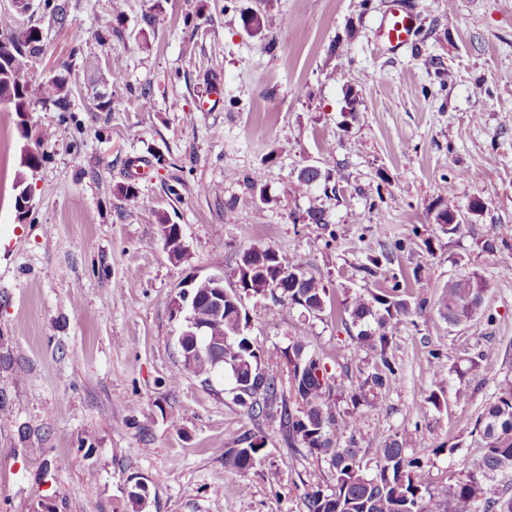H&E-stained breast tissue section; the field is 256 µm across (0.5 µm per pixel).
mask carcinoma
<instances>
[{
  "label": "carcinoma",
  "mask_w": 512,
  "mask_h": 512,
  "mask_svg": "<svg viewBox=\"0 0 512 512\" xmlns=\"http://www.w3.org/2000/svg\"><path fill=\"white\" fill-rule=\"evenodd\" d=\"M44 10L60 27L68 25V0H44ZM0 80L12 92V111L26 113L36 104L51 106L59 112L69 111L74 88L69 72L63 68L37 85L26 66L13 64L21 56L38 61L44 53L42 36L35 25L23 26L13 10L0 14ZM95 80L113 87L124 75L122 59L118 56L104 64H94ZM323 186L326 197L336 196L331 173L318 166L303 168L292 187L296 195L309 193ZM441 231L452 237L462 225L450 221L449 211H439L435 218ZM390 261L389 252L369 255L359 271L366 279H377L383 262ZM254 266L249 284L241 290L228 289L224 294V311L217 313L202 305L198 314L208 322L207 338L224 342L214 359L201 358L185 370L205 378L215 373L214 360L224 362L232 384L237 389L238 402L250 415L259 417L274 410L279 413V427L290 448H306L316 458L334 470L336 485L326 494L320 488L305 493L306 512H512V498L500 501L487 496V484L503 473H512V388L490 403L478 420L484 446L479 458L467 467L465 475L437 491H430L416 481L415 470L420 461L406 455V444L394 439L380 450L374 472H368L359 457L357 442L339 443L344 434H354L362 427L358 405L340 412L335 407L334 393L344 389L342 380L322 373L320 359L305 351L304 343L295 339L288 343L284 356L293 366V390L299 407H289L279 386V376L266 365L259 346L246 333L247 318L243 302L263 298L275 282L282 285L280 298L269 307L268 316L276 321L283 308H298L311 315L323 312L327 288L307 276L306 260L296 254L285 258L274 247L250 246L238 259L235 273ZM492 283L473 270L448 281L437 307L448 325L469 324L480 311ZM426 310V303H411L401 294L399 281L387 287L366 289L345 299L343 312L358 327V344L376 352L378 363L365 378L363 385L383 394L397 372L396 363L388 356L393 336L411 317ZM444 374L436 373L427 389L426 399L435 407L441 405ZM242 448L224 449V468L244 475L259 464L264 455V443L256 437L244 439Z\"/></svg>",
  "instance_id": "cac0c4a2"
}]
</instances>
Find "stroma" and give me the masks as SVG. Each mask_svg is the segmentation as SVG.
<instances>
[{
  "mask_svg": "<svg viewBox=\"0 0 512 512\" xmlns=\"http://www.w3.org/2000/svg\"><path fill=\"white\" fill-rule=\"evenodd\" d=\"M404 2L418 34L391 50L380 31L390 0H234L232 13L224 0H69L63 28L32 0L45 47L33 80L68 68L74 97L70 111L38 106L23 119L0 107V512H305L306 484L334 488L327 463L288 447L276 418L251 417L222 375L181 365L171 296L211 275L232 285L253 245L303 254L329 292L318 316L292 309L274 322L246 301L266 363L284 366L299 336L355 386L376 357L357 347L341 304L364 291L366 256L391 251L386 275L428 307L390 344L398 372L385 394L363 391L364 461L406 441L434 490L480 455L475 423L512 386V0ZM115 6L122 35L98 41ZM252 12L261 34L241 25ZM116 55L125 80L111 111H93L88 62ZM144 87L146 110L130 95ZM351 92L364 104L355 121ZM29 149L41 163L21 219L14 183ZM309 165L331 171L337 199L291 194ZM126 184L134 198L117 195ZM314 206L326 225L306 223ZM374 208L383 223H368ZM442 209L467 214L462 234L439 231ZM159 212L180 227L182 261L164 248ZM490 235L500 244L488 254ZM464 266L494 286L454 328L436 304ZM435 371L446 375L438 408L426 400ZM461 385L468 401L455 399ZM250 434L264 437L263 460L232 475L224 451Z\"/></svg>",
  "mask_w": 512,
  "mask_h": 512,
  "instance_id": "1",
  "label": "stroma"
}]
</instances>
